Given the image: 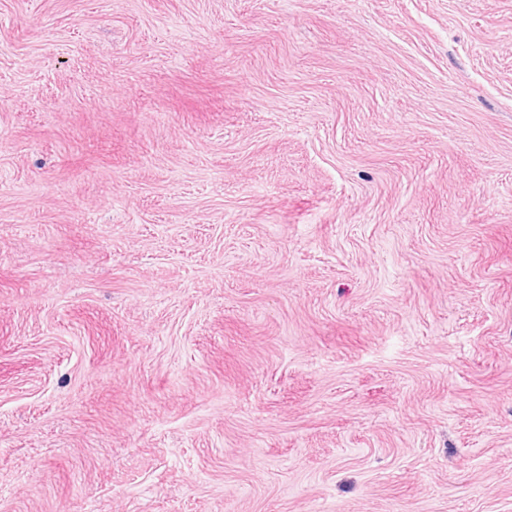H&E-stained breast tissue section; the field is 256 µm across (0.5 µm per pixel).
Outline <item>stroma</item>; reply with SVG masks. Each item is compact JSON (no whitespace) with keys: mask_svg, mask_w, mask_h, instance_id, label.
Masks as SVG:
<instances>
[{"mask_svg":"<svg viewBox=\"0 0 512 512\" xmlns=\"http://www.w3.org/2000/svg\"><path fill=\"white\" fill-rule=\"evenodd\" d=\"M0 512H512V0H0Z\"/></svg>","mask_w":512,"mask_h":512,"instance_id":"obj_1","label":"stroma"}]
</instances>
